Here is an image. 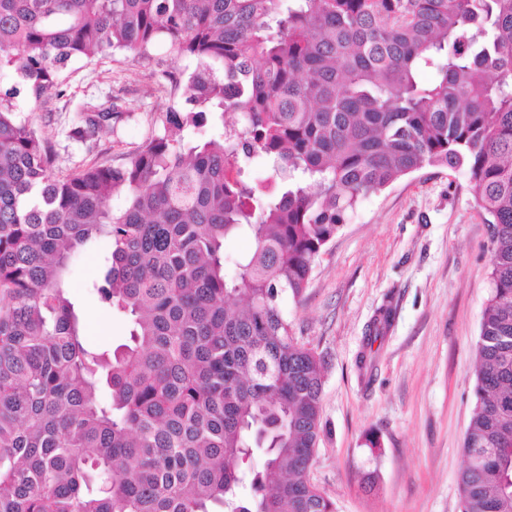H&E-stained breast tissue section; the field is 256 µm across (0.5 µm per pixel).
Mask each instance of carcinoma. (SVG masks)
I'll return each instance as SVG.
<instances>
[{
    "label": "carcinoma",
    "mask_w": 512,
    "mask_h": 512,
    "mask_svg": "<svg viewBox=\"0 0 512 512\" xmlns=\"http://www.w3.org/2000/svg\"><path fill=\"white\" fill-rule=\"evenodd\" d=\"M161 40L196 60L164 133L58 170L12 100ZM4 66L21 82L0 95V512H336L309 478L325 359L283 302L363 199L427 166L465 171L492 227L458 484L463 512H512V0H0ZM120 115L87 102L72 135ZM236 235L252 249L228 274ZM97 239L93 288L133 325L110 353L67 285Z\"/></svg>",
    "instance_id": "obj_1"
}]
</instances>
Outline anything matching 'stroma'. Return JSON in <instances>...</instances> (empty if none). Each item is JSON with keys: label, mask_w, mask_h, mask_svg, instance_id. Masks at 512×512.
<instances>
[{"label": "stroma", "mask_w": 512, "mask_h": 512, "mask_svg": "<svg viewBox=\"0 0 512 512\" xmlns=\"http://www.w3.org/2000/svg\"><path fill=\"white\" fill-rule=\"evenodd\" d=\"M196 62L157 43L147 56L116 52L71 62L59 91L17 98L21 118L53 145L59 170L118 166L180 102L171 76ZM117 99L124 114L86 141L72 139L86 102ZM490 230L464 171L425 167L362 201L318 257L299 300L286 301L300 343L326 360L324 432L310 479L336 512H461L458 474L475 408V343L490 291ZM106 247L89 244L70 263L69 296L86 344L128 342L127 316L108 311L91 284ZM394 311L370 380L357 360L367 327L385 303ZM380 441L379 453L365 444Z\"/></svg>", "instance_id": "1"}]
</instances>
